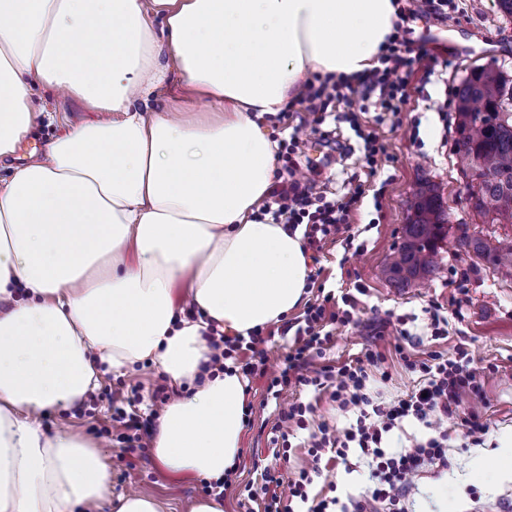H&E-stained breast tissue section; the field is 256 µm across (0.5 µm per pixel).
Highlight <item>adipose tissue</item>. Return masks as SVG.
Segmentation results:
<instances>
[{
	"label": "adipose tissue",
	"mask_w": 512,
	"mask_h": 512,
	"mask_svg": "<svg viewBox=\"0 0 512 512\" xmlns=\"http://www.w3.org/2000/svg\"><path fill=\"white\" fill-rule=\"evenodd\" d=\"M401 23L395 0H0V158L37 123L36 83L97 114L0 181V512H161L113 495L94 442L40 421L144 361L188 388L159 416L156 460L233 469L246 380L197 382L203 333L279 321L309 275L302 231L259 216L277 163L264 118L313 75L378 67ZM173 69L215 115L149 113Z\"/></svg>",
	"instance_id": "adipose-tissue-1"
}]
</instances>
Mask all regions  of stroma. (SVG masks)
<instances>
[{
	"label": "stroma",
	"instance_id": "stroma-1",
	"mask_svg": "<svg viewBox=\"0 0 512 512\" xmlns=\"http://www.w3.org/2000/svg\"><path fill=\"white\" fill-rule=\"evenodd\" d=\"M454 10L446 17L416 15L417 0H400L407 25L400 36L413 51L422 55L413 65L409 98L397 117L378 124L373 112H359L364 130L376 133L386 153V162L367 182L369 190L351 217L349 238L326 241L310 262L305 304L327 294H349L354 320L336 325L321 361L336 366L373 348L387 356V381L371 384L373 393L389 400L412 391L422 380L402 365L395 347L401 344L397 317H404L407 329L420 341L419 352L440 351L454 355L465 348L478 365L484 366V403L480 415L487 427L481 440L451 432L448 439V467H433L415 478L404 501L405 512H502L512 502V478L500 476L498 443L500 435L512 432V273L493 269L474 254L459 250L461 233L478 235L489 242L512 235V227L485 224L467 201L469 188L456 164L458 135L454 107L449 101L471 70L492 65L512 77V17L503 16L496 0H453ZM41 122L21 141L14 154L0 160V179L10 176L14 166L42 157L48 144L67 126L91 120L78 98L55 89L36 86L31 100ZM304 150L316 164L312 178L327 197L346 192L353 175L363 174L360 141L344 120L326 119L322 132L304 127L300 133ZM423 182L431 183L442 198L448 219V236L440 249L441 270L424 282L407 287L388 280L383 269L403 240L409 201ZM383 191L381 202L373 192ZM439 305L448 320L444 337L433 334L431 305ZM165 375L143 362L123 373H107L84 406L69 411H48L45 428L68 427L71 432L94 441L106 456L113 494L137 491L159 499L164 512H190L201 498L203 480L196 476H173L154 457L126 465L120 455L123 431L113 422L115 407L126 405L132 394L147 398ZM246 399L254 407L256 427L243 432L242 448L224 492V512H247L252 503L245 487L260 483L265 466L274 465L273 435L260 429V420L294 401H316L315 421H326L337 429L355 423L356 412L339 411L328 397L318 396L311 386H288L279 397L267 392V380L255 377ZM485 464L479 479L470 476L473 458ZM339 497L368 493L373 482L366 464L351 459L348 466L330 472ZM325 480V481H328ZM325 481L316 480L315 488Z\"/></svg>",
	"mask_w": 512,
	"mask_h": 512
}]
</instances>
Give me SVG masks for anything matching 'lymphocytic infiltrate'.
I'll list each match as a JSON object with an SVG mask.
<instances>
[{"instance_id": "obj_1", "label": "lymphocytic infiltrate", "mask_w": 512, "mask_h": 512, "mask_svg": "<svg viewBox=\"0 0 512 512\" xmlns=\"http://www.w3.org/2000/svg\"><path fill=\"white\" fill-rule=\"evenodd\" d=\"M398 36H390L380 58L379 67L356 79L314 77L306 84L298 103L305 112L322 115L335 103L354 106L357 102L376 99L382 114L395 115L407 100V87L411 76V60L404 56ZM366 194L364 183L351 184L342 196L327 199L314 182L290 179L285 191L273 190L271 205L264 211L274 223L289 227L303 226L309 245L336 238L350 230V215L357 210ZM353 314L349 310L327 312L325 304H310L297 323L295 338L283 361L279 375L270 377L269 388L290 385L314 386L328 391L331 401L341 411L358 409L359 414L344 434L337 437L327 424H319L307 443L308 462L295 476H285L278 468L267 467L261 473L259 489L249 490L248 499H262L264 512H295L305 507L306 512H404L406 492L414 477L426 469L448 464V432L443 423L448 416H456L460 427L468 436L485 431L478 412L459 409V397L467 393L481 399L483 368L473 365L467 351L448 359L438 351L428 353L422 360H415L408 353L400 358L406 369L420 372L424 382L420 389L405 397L381 401L368 385L375 372L380 371L385 356L368 350L363 357L334 366H314L313 359L320 355L324 343L330 341V324H349ZM204 338L210 350L208 366L223 371L228 359H244L243 371L250 376L265 374L268 337L253 333L249 339L228 338L217 329H209ZM175 391L165 384L156 385L151 394L152 407L146 418L116 408L112 419L120 423L123 453L143 451V440L155 420L158 409L165 405ZM408 418L415 419L430 430L427 439L415 441L409 448L389 452L384 445L385 436ZM357 452L367 459L374 487L365 496H351L347 501L339 497L310 498L308 488L316 477L346 463L350 452Z\"/></svg>"}]
</instances>
